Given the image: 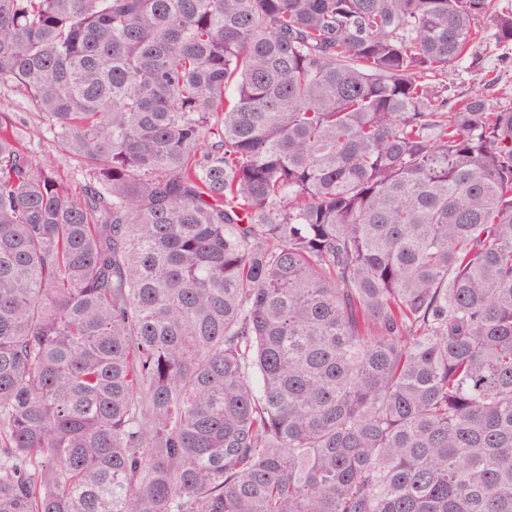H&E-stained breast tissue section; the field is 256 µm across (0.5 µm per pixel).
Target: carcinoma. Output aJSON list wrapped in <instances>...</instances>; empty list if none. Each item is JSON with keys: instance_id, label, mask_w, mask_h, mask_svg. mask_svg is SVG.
<instances>
[{"instance_id": "cac0c4a2", "label": "carcinoma", "mask_w": 512, "mask_h": 512, "mask_svg": "<svg viewBox=\"0 0 512 512\" xmlns=\"http://www.w3.org/2000/svg\"><path fill=\"white\" fill-rule=\"evenodd\" d=\"M491 2L0 0V512H512ZM512 13V0H492L491 14L478 23L481 39L444 78L455 94L479 90L494 107L512 108V43L500 42L493 18ZM508 58L509 63H502ZM0 112H8L13 115L19 125H25L28 128L40 126L41 135L35 136L27 142V147L31 153L40 160L51 157L54 160L58 176L64 182H72L80 177L73 161L58 150L48 125L19 92L1 89Z\"/></svg>"}]
</instances>
